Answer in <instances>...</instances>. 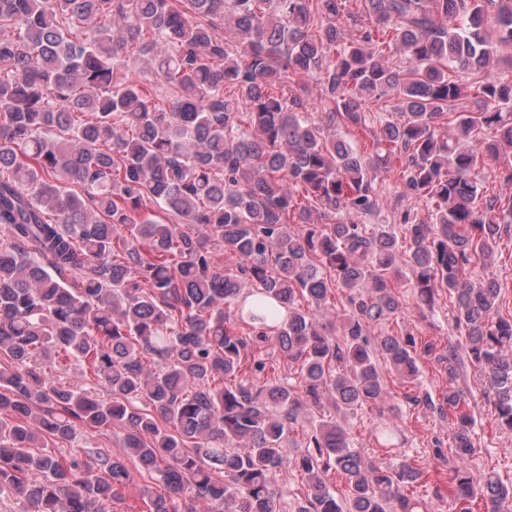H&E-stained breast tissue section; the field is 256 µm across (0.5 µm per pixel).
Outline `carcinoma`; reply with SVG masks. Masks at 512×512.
Masks as SVG:
<instances>
[{"mask_svg": "<svg viewBox=\"0 0 512 512\" xmlns=\"http://www.w3.org/2000/svg\"><path fill=\"white\" fill-rule=\"evenodd\" d=\"M357 2L0 0V498L112 512L135 464L167 491L140 487L148 512H286L294 472L295 512H419L422 469L349 432L386 375L421 388L415 337L372 335L403 308L404 269L421 307L448 290L464 336L438 354L448 457L473 453L470 368L512 432V313L479 277L512 234V194L492 188L512 182V0ZM494 64L458 107L452 74ZM298 89L325 110L300 111ZM383 173L427 222L351 220L379 208ZM272 350L296 379L269 373ZM70 361L95 385L53 376ZM84 428L123 430V455L55 451ZM448 476L460 512L512 502L492 475Z\"/></svg>", "mask_w": 512, "mask_h": 512, "instance_id": "cac0c4a2", "label": "carcinoma"}]
</instances>
